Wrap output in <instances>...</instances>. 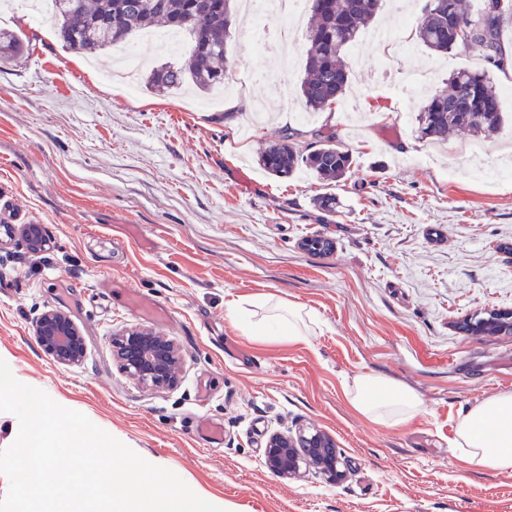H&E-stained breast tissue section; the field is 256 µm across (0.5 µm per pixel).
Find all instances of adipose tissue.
Here are the masks:
<instances>
[{"label":"adipose tissue","mask_w":512,"mask_h":512,"mask_svg":"<svg viewBox=\"0 0 512 512\" xmlns=\"http://www.w3.org/2000/svg\"><path fill=\"white\" fill-rule=\"evenodd\" d=\"M262 310V317L247 319V309L230 308V318L245 336L256 342L305 341L314 322L312 313L301 305L285 303L271 296L251 299L249 307ZM353 406L371 421L391 426L408 422L421 408L417 395L384 377L368 374L357 377L350 390ZM456 445L480 467L512 469V393L505 392L470 410L459 422Z\"/></svg>","instance_id":"adipose-tissue-1"}]
</instances>
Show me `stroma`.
I'll use <instances>...</instances> for the list:
<instances>
[{
	"mask_svg": "<svg viewBox=\"0 0 512 512\" xmlns=\"http://www.w3.org/2000/svg\"><path fill=\"white\" fill-rule=\"evenodd\" d=\"M427 3L412 0L400 32L410 52H347L358 104L330 115L304 105L306 40L285 66L261 50L263 27L233 9L232 99L285 106L269 120L251 109L225 119L193 88L127 93L103 78L118 48L86 59L51 23L32 21L26 0L0 8V29L30 39L18 65L0 66V196L49 238L38 254L18 237L0 247V351L17 380L224 512H512V470L478 467L455 443L466 413L512 392V334L459 329L512 310V181L479 171L512 165V72L461 47L425 48ZM462 68L491 78L506 123L479 140L420 138L427 92ZM325 123L353 154L344 180L305 169L279 179L259 166L282 130ZM478 142L485 154L467 163ZM327 192L332 213L315 204ZM311 237L331 240L332 252L304 251ZM130 287L166 320L132 308ZM267 294L315 313L304 342L255 343L229 320L230 303ZM49 309L79 327L80 363L61 366L39 345L35 322ZM134 326L180 346L176 387L149 389L122 372L111 338ZM363 374L413 391L420 412L398 427L371 422L348 396ZM301 424L335 438L343 483L266 468L269 436Z\"/></svg>",
	"mask_w": 512,
	"mask_h": 512,
	"instance_id": "35a3bbf8",
	"label": "stroma"
}]
</instances>
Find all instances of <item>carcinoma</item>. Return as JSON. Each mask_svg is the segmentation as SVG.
I'll use <instances>...</instances> for the list:
<instances>
[{"label":"carcinoma","instance_id":"obj_1","mask_svg":"<svg viewBox=\"0 0 512 512\" xmlns=\"http://www.w3.org/2000/svg\"><path fill=\"white\" fill-rule=\"evenodd\" d=\"M51 18L67 48L75 52H98L127 42L137 31L155 23L187 31L193 48L184 66L168 65L153 70L147 85L158 92L181 87L185 82L208 91L224 83L230 69L224 42L231 26V0L209 6L200 0L202 15L196 25L183 23L185 0H52ZM311 14L308 31L306 73L301 91L305 106L316 112L330 111L346 96L349 72L343 55L360 29L375 18L381 0H307ZM465 12L462 0H431L418 27V38L428 49L446 53L457 47L458 25L475 27L474 41H487L499 61H504L500 33L512 22V8L488 25ZM29 45L13 32L0 30V65L22 58ZM504 122L498 90L483 73L460 69L449 81L448 90L425 103L418 118L423 138L445 142L454 132L474 136L498 132ZM259 165L274 177H291L301 166L317 178L339 182L349 173L352 154L328 125L303 131L285 129L277 140L260 152Z\"/></svg>","mask_w":512,"mask_h":512}]
</instances>
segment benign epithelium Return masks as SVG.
Returning <instances> with one entry per match:
<instances>
[{
  "mask_svg": "<svg viewBox=\"0 0 512 512\" xmlns=\"http://www.w3.org/2000/svg\"><path fill=\"white\" fill-rule=\"evenodd\" d=\"M476 334H503L512 331V311L494 310L478 321L469 323ZM35 335L40 346L58 363L69 365L79 361L83 352V337L67 314L48 310L35 323ZM112 345L122 368L140 383L169 389L177 384L180 353L175 341L146 328H131L112 338ZM335 439L329 433L312 427L294 434L274 433L265 448L267 468L279 477L291 478L309 467L327 482L339 484L346 477L342 454L332 451Z\"/></svg>",
  "mask_w": 512,
  "mask_h": 512,
  "instance_id": "obj_1",
  "label": "benign epithelium"
}]
</instances>
